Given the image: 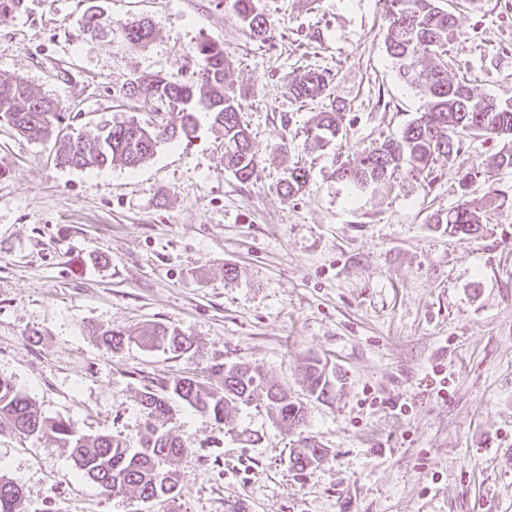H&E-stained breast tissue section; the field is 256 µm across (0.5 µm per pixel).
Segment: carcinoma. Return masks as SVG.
<instances>
[{
    "label": "carcinoma",
    "mask_w": 512,
    "mask_h": 512,
    "mask_svg": "<svg viewBox=\"0 0 512 512\" xmlns=\"http://www.w3.org/2000/svg\"><path fill=\"white\" fill-rule=\"evenodd\" d=\"M241 27L264 44L270 38V24L257 0H234ZM389 24L385 46L399 77L424 100L423 112L409 122L398 137L347 160L338 169L341 179L365 188L385 183L392 173L407 163L413 169H430L439 155L460 150L472 135H499L512 131V104L477 96L464 81L448 78L442 57L456 34L454 16L439 8L435 0H383ZM83 32H109L131 47L146 43L152 34L144 20L114 21L99 6L86 8ZM199 68L190 80L173 74L147 73L123 86L128 99L152 104L155 112L170 116L156 126L134 118L106 123L87 136L60 135L64 120L59 104L32 86L11 77L0 76V122L33 140L55 137L58 164L79 169H95L119 163L137 167L150 159L167 140L195 132V109L200 106L212 116L214 129L224 138V157L242 182L257 177L259 161L252 151L248 129L240 118L241 104L227 90L224 79L230 60L222 45L208 39L197 47ZM342 108L318 113L307 130L310 148H322L337 139ZM309 175L303 167H292L283 183L284 195L299 193ZM445 224L451 234L470 236L482 223L480 208L463 200L447 214L434 219ZM101 343L113 353L135 343L149 349L168 351L174 357L195 359L201 373L171 376L158 384L145 386L140 404L146 416L145 431L137 445L111 435L87 436L72 421L44 416L30 397L10 379L0 376V431L31 438L51 436L65 448L77 474L93 482L106 495L133 494L142 500L166 504L181 497L177 471L172 463L184 452L183 443L166 429L164 420L171 404L179 402L205 413L221 423L231 405H248L260 399L267 412L280 425L296 430L305 426L307 411L293 399L288 388L257 369L226 365L224 359L209 357L195 346L193 337L177 327L161 323L132 330L98 331ZM325 369L313 361L305 366L304 382L309 394L324 400L332 382ZM327 449L310 436L290 450L289 462L298 470L319 465ZM0 512H25L22 488L0 474Z\"/></svg>",
    "instance_id": "obj_1"
}]
</instances>
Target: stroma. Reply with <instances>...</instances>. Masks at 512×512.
Returning <instances> with one entry per match:
<instances>
[{"label": "stroma", "instance_id": "obj_1", "mask_svg": "<svg viewBox=\"0 0 512 512\" xmlns=\"http://www.w3.org/2000/svg\"><path fill=\"white\" fill-rule=\"evenodd\" d=\"M92 2L115 20L147 19L148 42L83 34ZM440 4L457 29L449 78L512 103V0ZM260 7L273 35L263 44L233 0L0 9V75L58 101L72 135L155 120L122 86L147 72L192 78L199 41L220 43L260 161L256 180L239 181L205 114L147 163L95 170L58 166L54 141L0 123V375L44 416L134 442L147 381L190 364L135 345L111 354L92 330L163 323L286 386L307 409L304 431L257 402L220 424L174 405L166 427L186 450L170 505L104 495L46 438L0 432V470L28 512H512V208L485 209L471 236L434 222L461 200L482 206L491 188L512 198V169L491 166L507 142L471 136L429 170L405 165L354 189L340 164L399 135L423 106L385 51L381 0ZM309 69L330 74V99L345 106L342 139L321 150L305 131L329 99L301 103L287 88ZM294 165L309 180L287 197ZM315 359L334 385L326 402L303 384ZM302 433L328 456L298 472L288 455Z\"/></svg>", "mask_w": 512, "mask_h": 512}]
</instances>
